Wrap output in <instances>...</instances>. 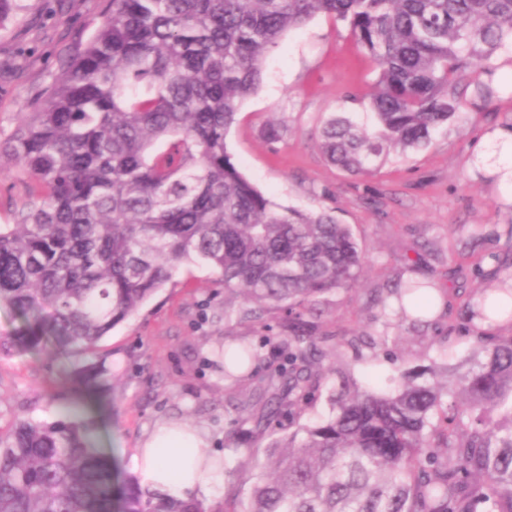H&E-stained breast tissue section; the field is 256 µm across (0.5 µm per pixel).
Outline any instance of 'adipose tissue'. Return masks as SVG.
Returning <instances> with one entry per match:
<instances>
[{
    "label": "adipose tissue",
    "instance_id": "ef3b65f1",
    "mask_svg": "<svg viewBox=\"0 0 512 512\" xmlns=\"http://www.w3.org/2000/svg\"><path fill=\"white\" fill-rule=\"evenodd\" d=\"M204 445L205 434L200 428L171 422L142 442L133 456V465L154 489L206 497L221 470L206 462Z\"/></svg>",
    "mask_w": 512,
    "mask_h": 512
}]
</instances>
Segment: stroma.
Listing matches in <instances>:
<instances>
[{
	"label": "stroma",
	"instance_id": "obj_1",
	"mask_svg": "<svg viewBox=\"0 0 512 512\" xmlns=\"http://www.w3.org/2000/svg\"><path fill=\"white\" fill-rule=\"evenodd\" d=\"M0 25V141H6L37 92L63 72L62 51L83 50L109 0H18ZM497 94L466 106L463 124L443 130L418 152H394L371 174L350 176L323 157L320 129L332 112L365 107L350 102L366 92L372 66L348 29L318 16L286 34L265 65L259 90L242 105L226 142L243 174L273 202L334 211L364 253L351 292L321 298L324 331L374 338L376 349L355 353L329 346L323 379L305 422L326 418L342 384L366 387L403 370L431 366L445 381L475 340L460 302L485 287L486 273L512 260V184L481 154L512 117V53L497 61ZM276 122L280 137L266 138ZM33 195L32 180L0 157V225ZM434 281L448 306L429 324L400 320L374 301L376 289L406 280ZM254 322L224 319V283L205 263H183L172 280L99 344L104 387L91 389L72 374L80 358L49 349L16 348L0 356V431L19 418L53 423L66 418L89 427L92 447L109 456L119 480L135 477L131 458L159 425L177 420L208 429L209 451L230 462L255 441L233 431L234 406L253 391L224 385L217 357L234 336H256Z\"/></svg>",
	"mask_w": 512,
	"mask_h": 512
}]
</instances>
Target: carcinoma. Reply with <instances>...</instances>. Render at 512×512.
<instances>
[{
    "label": "carcinoma",
    "mask_w": 512,
    "mask_h": 512,
    "mask_svg": "<svg viewBox=\"0 0 512 512\" xmlns=\"http://www.w3.org/2000/svg\"><path fill=\"white\" fill-rule=\"evenodd\" d=\"M317 15L343 23L376 71L371 92L348 96L373 130L350 112L321 130L324 157L351 175L430 145L462 120L464 93L491 100L495 54L512 49V0H111L0 143L38 187L0 225V303L21 321L0 355L49 341L96 354L186 261L220 271L224 319L281 314L263 325L279 364L248 336L224 350L237 384L267 366L230 424L268 440L224 464V508L117 487L84 425L18 419L0 435V512H512V323L497 319L511 263L466 299L476 349L445 383L422 371L387 391L345 384L329 417L299 423L332 340L316 303L352 286L362 252L332 211L273 203L225 136L282 36ZM391 293L424 323L446 290L408 280Z\"/></svg>",
    "instance_id": "1"
}]
</instances>
